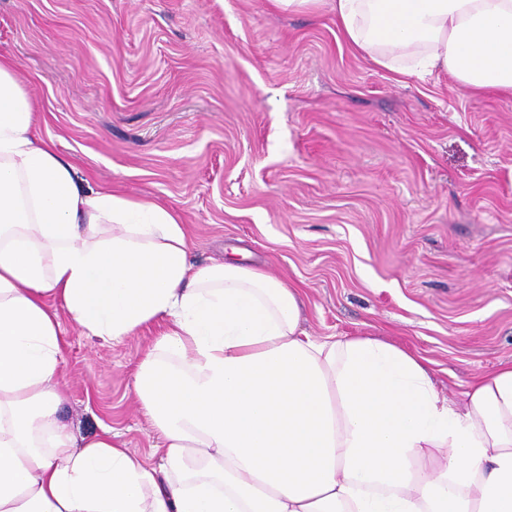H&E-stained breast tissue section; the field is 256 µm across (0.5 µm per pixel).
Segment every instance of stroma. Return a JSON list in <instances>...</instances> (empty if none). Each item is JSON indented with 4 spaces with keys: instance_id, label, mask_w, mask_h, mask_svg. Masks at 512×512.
<instances>
[{
    "instance_id": "35a3bbf8",
    "label": "stroma",
    "mask_w": 512,
    "mask_h": 512,
    "mask_svg": "<svg viewBox=\"0 0 512 512\" xmlns=\"http://www.w3.org/2000/svg\"><path fill=\"white\" fill-rule=\"evenodd\" d=\"M0 56L78 177L176 209L197 264L303 288L310 336L424 356L457 403L512 362V95L397 83L329 12L269 0H0ZM64 328L63 423L153 461L134 377L158 327Z\"/></svg>"
}]
</instances>
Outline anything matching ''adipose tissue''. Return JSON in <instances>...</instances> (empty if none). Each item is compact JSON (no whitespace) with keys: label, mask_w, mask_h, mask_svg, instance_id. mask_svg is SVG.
<instances>
[{"label":"adipose tissue","mask_w":512,"mask_h":512,"mask_svg":"<svg viewBox=\"0 0 512 512\" xmlns=\"http://www.w3.org/2000/svg\"><path fill=\"white\" fill-rule=\"evenodd\" d=\"M269 2L329 9L375 66L512 94V0ZM40 121L0 56V512H512V363L458 407L395 344L312 338L300 288L194 265L175 209L91 189ZM66 315L115 342L164 321L134 385L158 465L60 420Z\"/></svg>","instance_id":"obj_1"}]
</instances>
